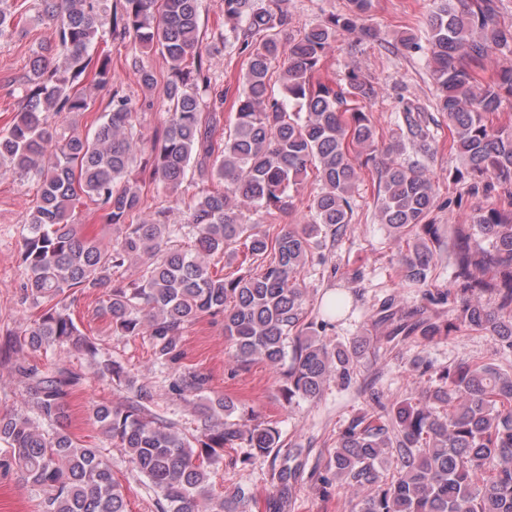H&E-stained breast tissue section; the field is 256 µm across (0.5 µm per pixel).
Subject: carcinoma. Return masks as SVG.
Returning <instances> with one entry per match:
<instances>
[{
	"instance_id": "1",
	"label": "carcinoma",
	"mask_w": 512,
	"mask_h": 512,
	"mask_svg": "<svg viewBox=\"0 0 512 512\" xmlns=\"http://www.w3.org/2000/svg\"><path fill=\"white\" fill-rule=\"evenodd\" d=\"M57 22L56 41L31 64L21 111L0 130V178L30 177L38 199L19 248L24 297L42 314L6 357L26 381L33 413L0 415V441L8 445L0 467L17 469L43 494L42 512H128L108 458L80 443L63 427L66 398L82 380L67 367L41 370L24 352L68 345L84 351L94 374L128 393L125 404L99 403L93 423L119 448L158 496L159 512H247L252 493L236 485L216 496L211 474L224 453L248 448L243 462L263 460L270 470L266 512H288L303 480L305 449L286 447L275 424L249 425L233 418L228 397L208 399L207 419L196 435L152 410L154 395L78 327L70 314L75 294L103 290L100 311L119 336H146L162 365L182 359L186 327L220 317L245 367L290 360L281 386L289 401L314 402L331 373L352 380L367 340L330 345L324 318L308 316L301 273L323 241L351 224L359 170L376 166L380 223L408 240L399 273L408 284H425L438 251L448 252L453 294L462 301L452 329L489 332L512 352V128L497 125L512 99V67L489 77L478 71L489 53H512V25L499 20L496 0H432L428 35L403 31L397 43L423 54L437 94L434 107L448 117V149L463 160L458 183L486 193L503 190L488 209L446 234L433 223L435 191L422 164L377 161L376 129L366 104L375 83L356 67L340 79L320 77L340 31L361 41L379 39L362 23L372 0H347L343 13L310 23L287 36L285 0H222L224 30L218 39L247 55L242 88L233 103L235 122L222 131L224 90L212 85L200 39L201 0H39ZM26 3L0 0V47L8 44ZM110 14L104 27V14ZM157 47L169 64L162 134L147 142L138 111L151 106L158 79L132 57L141 97L114 86L112 62L95 51L98 41ZM282 64L280 87L270 83L273 61ZM89 82L109 89L100 123L83 134L76 117L94 100ZM400 136L429 153L434 132L424 110L405 105ZM149 152V181L182 204L185 222L168 223L165 208L145 213L140 181L130 178L138 155ZM313 186L308 224L275 229L277 214L293 208ZM90 202L121 234L106 245L88 238L71 221L77 205ZM257 216L248 224L243 212ZM185 236L194 249L180 247ZM243 247L241 273L224 277V255ZM137 261L132 274L129 263ZM486 295V305L468 299ZM394 335L430 340L444 328L421 308L392 310ZM431 407L410 398L353 418L330 453L320 490L336 484L358 494L355 512H512V366L462 361L435 374ZM208 377L198 371L171 382L178 396L198 395Z\"/></svg>"
}]
</instances>
